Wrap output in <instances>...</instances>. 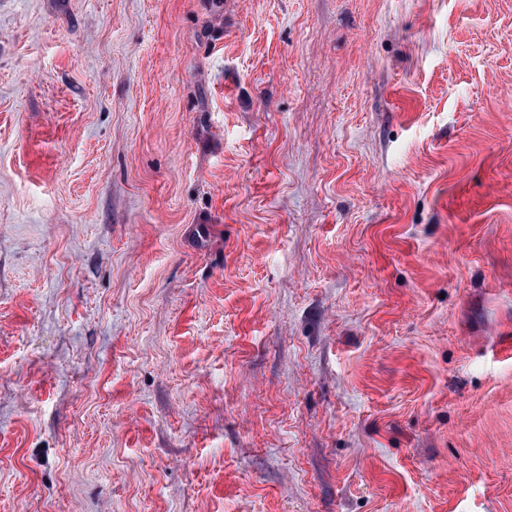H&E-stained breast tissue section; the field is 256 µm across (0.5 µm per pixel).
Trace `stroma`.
Listing matches in <instances>:
<instances>
[{
    "label": "stroma",
    "instance_id": "35a3bbf8",
    "mask_svg": "<svg viewBox=\"0 0 512 512\" xmlns=\"http://www.w3.org/2000/svg\"><path fill=\"white\" fill-rule=\"evenodd\" d=\"M0 512H512V0H0Z\"/></svg>",
    "mask_w": 512,
    "mask_h": 512
}]
</instances>
